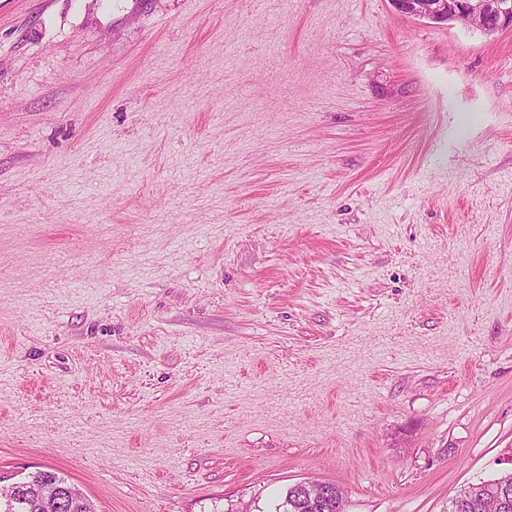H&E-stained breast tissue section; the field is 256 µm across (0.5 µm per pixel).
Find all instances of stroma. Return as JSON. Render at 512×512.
<instances>
[{
    "instance_id": "obj_1",
    "label": "stroma",
    "mask_w": 512,
    "mask_h": 512,
    "mask_svg": "<svg viewBox=\"0 0 512 512\" xmlns=\"http://www.w3.org/2000/svg\"><path fill=\"white\" fill-rule=\"evenodd\" d=\"M446 512L512 472V27L391 0H0V486ZM327 483L333 487V500L332 502L321 504L319 506V510L309 509V507L306 506V504L294 493L293 485L288 487L282 500L276 504L275 507L287 501L288 505L286 511L281 512H344L345 501L342 492L336 488V484L332 482ZM327 483L319 481H304L297 483L295 488L311 501H316L324 496L326 492L328 493L329 486Z\"/></svg>"
}]
</instances>
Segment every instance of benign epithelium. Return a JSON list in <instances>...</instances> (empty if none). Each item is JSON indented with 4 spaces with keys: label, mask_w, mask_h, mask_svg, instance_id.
Instances as JSON below:
<instances>
[{
    "label": "benign epithelium",
    "mask_w": 512,
    "mask_h": 512,
    "mask_svg": "<svg viewBox=\"0 0 512 512\" xmlns=\"http://www.w3.org/2000/svg\"><path fill=\"white\" fill-rule=\"evenodd\" d=\"M402 14L426 19L434 24L457 22L492 33L512 26V0H391ZM295 488L315 501L328 492L325 482L304 481Z\"/></svg>",
    "instance_id": "benign-epithelium-1"
}]
</instances>
